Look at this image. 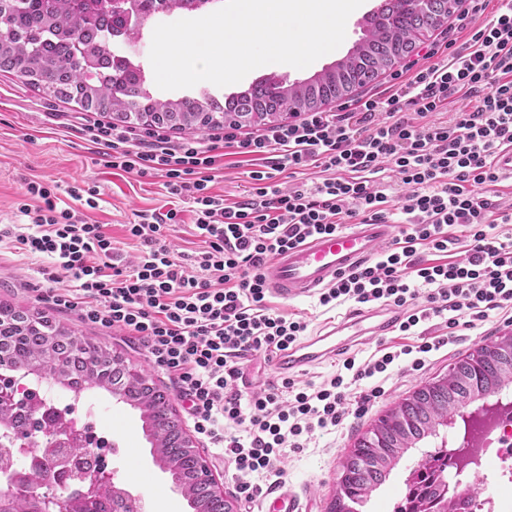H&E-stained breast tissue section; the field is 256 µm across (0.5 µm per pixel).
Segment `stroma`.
Masks as SVG:
<instances>
[{"label":"stroma","mask_w":512,"mask_h":512,"mask_svg":"<svg viewBox=\"0 0 512 512\" xmlns=\"http://www.w3.org/2000/svg\"><path fill=\"white\" fill-rule=\"evenodd\" d=\"M381 3L382 0H365L349 16L342 45L306 68L266 65L251 71L248 79L225 87L208 82L204 87L195 86L186 91L163 90L155 85L150 91L155 97L171 100L185 94L196 96L204 89L224 97L247 89L251 80L270 73L290 83L309 79L342 60L353 49L363 36L366 16ZM96 118V113L87 112L76 103L51 98L12 74L0 71V224L17 223L16 206L24 179L36 177L62 185L79 180L100 194L98 209L87 213L89 222L106 225L112 237L123 243L125 251L136 252L135 242L126 238V223L133 221L135 211L164 206L168 199L159 179L109 168L103 157L94 153L80 128ZM42 269V261L0 248V302L43 313L77 335L120 352L127 364L145 369L154 386L170 393L174 409H181V400L171 394L167 374L148 360L141 343L117 331L106 332L39 299L37 291L46 285ZM268 301L278 313L304 318L313 331L340 321L353 309L349 303L324 307L314 296L289 302L272 295ZM511 331L512 311L507 310L489 311L487 318L475 326L458 327L456 342L435 352L422 370L394 368L384 384V395L371 399L364 412L346 415L335 430L317 433L305 448L288 451L283 462V480L298 493L306 512H327L343 454L380 415L421 385L446 374L459 359L480 345ZM90 413L92 420L109 426L116 442L108 459V470L115 484L139 495L146 512H188L186 499L153 454L139 411L99 392L93 397Z\"/></svg>","instance_id":"1"}]
</instances>
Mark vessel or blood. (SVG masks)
<instances>
[{
	"label": "vessel or blood",
	"mask_w": 512,
	"mask_h": 512,
	"mask_svg": "<svg viewBox=\"0 0 512 512\" xmlns=\"http://www.w3.org/2000/svg\"><path fill=\"white\" fill-rule=\"evenodd\" d=\"M393 237V225L379 220L360 221L349 229L315 236L276 255L264 269L265 278L281 299L310 296L331 287L337 275L376 258ZM402 316L398 309L351 311L339 323L278 352L273 369L278 375L289 376L301 368L336 358L360 340L392 332Z\"/></svg>",
	"instance_id": "b4317fda"
}]
</instances>
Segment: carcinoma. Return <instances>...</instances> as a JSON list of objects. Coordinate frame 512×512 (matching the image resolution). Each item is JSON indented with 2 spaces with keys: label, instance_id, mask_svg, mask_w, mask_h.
<instances>
[{
  "label": "carcinoma",
  "instance_id": "obj_1",
  "mask_svg": "<svg viewBox=\"0 0 512 512\" xmlns=\"http://www.w3.org/2000/svg\"><path fill=\"white\" fill-rule=\"evenodd\" d=\"M192 2L130 0L128 8L113 6L107 22L87 7L86 0H0V71L86 111L108 113L119 123L162 124L177 131H203L226 123L266 125L278 121L283 112H308L350 95L409 54L448 11V0H399L397 10L375 26H366L360 42L336 64L293 84L271 73L258 80L253 91L237 94L239 108L228 111L208 93L176 100L154 97L143 67L113 48L115 36L131 47L155 17L182 12ZM511 357L512 338L486 343L381 415L341 460L329 512H363L403 455L437 435V429L457 415L459 405L512 384ZM32 370L40 372L50 387L123 396L140 411L156 456L181 483L185 498L202 512L229 508L197 481L199 458L186 446L167 394L146 386L145 370L112 358V351L46 316L0 303V371ZM0 468L34 485L51 479L47 465L23 466L15 455H0ZM460 477L457 454L446 448L423 454L406 479L395 512H458L459 506L470 505L469 500L448 493V485L460 482ZM0 512H37V505L25 496L12 495ZM83 512L129 510L125 499L104 487Z\"/></svg>",
  "mask_w": 512,
  "mask_h": 512
}]
</instances>
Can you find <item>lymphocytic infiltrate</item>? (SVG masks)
Wrapping results in <instances>:
<instances>
[{"mask_svg":"<svg viewBox=\"0 0 512 512\" xmlns=\"http://www.w3.org/2000/svg\"><path fill=\"white\" fill-rule=\"evenodd\" d=\"M486 2L463 0L464 46H431L423 62L410 63V76L393 75L386 95L334 112L254 132L228 126L175 144L161 130L87 125L107 166L160 177L168 194L187 200L201 245L182 258L167 244L182 222L179 209L137 211L126 232L141 251L131 256L104 225L84 219L83 210L98 208V192L75 182L24 179L22 223L0 225V243L48 262L55 305L144 344L195 433L232 469L250 510L270 490L261 476H280L287 450L341 423L356 382L370 381L372 397H380L393 365L421 370L453 344L457 312L480 321L488 311L512 309V235L495 232L512 224V209L494 211L492 202L501 182L495 159L512 147V0H499L490 14ZM447 110L451 118L438 120ZM410 111L416 121L407 119ZM224 154L252 166L244 200L210 190ZM311 168L322 179L308 188L298 179ZM391 172L404 189L396 199L388 192ZM396 213L404 225L393 243L338 276L319 303L401 308L403 342L362 364L344 359L343 372L317 388L288 378L243 393L244 360L276 354L308 330L306 321L269 307L264 266L351 219L388 221ZM456 225L467 228L471 245L452 260L448 230ZM422 246L431 258L418 257ZM420 284L429 288L422 305ZM434 318L444 320L446 334L416 339L420 324Z\"/></svg>","mask_w":512,"mask_h":512,"instance_id":"obj_1","label":"lymphocytic infiltrate"}]
</instances>
